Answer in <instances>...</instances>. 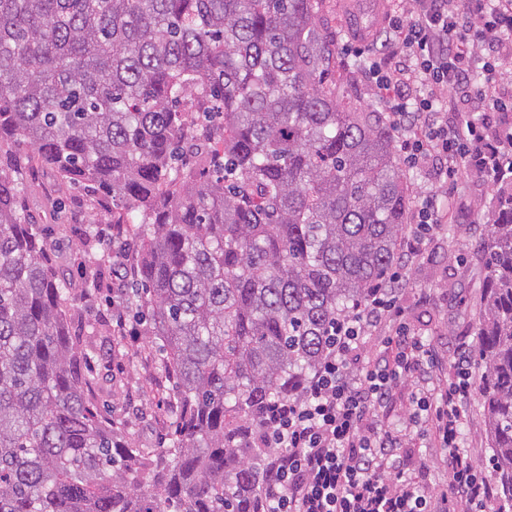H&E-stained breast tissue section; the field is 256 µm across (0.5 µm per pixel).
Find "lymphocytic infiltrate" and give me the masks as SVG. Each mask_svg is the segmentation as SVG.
Instances as JSON below:
<instances>
[{"label": "lymphocytic infiltrate", "mask_w": 512, "mask_h": 512, "mask_svg": "<svg viewBox=\"0 0 512 512\" xmlns=\"http://www.w3.org/2000/svg\"><path fill=\"white\" fill-rule=\"evenodd\" d=\"M512 58V0H411L393 15L365 75L380 91L387 121L409 168L443 178L465 168L487 187L512 175V94L493 77ZM454 93L448 105L446 93ZM386 278L336 320L325 349L295 395L263 407L252 444L262 455V512H429L431 467L417 476L400 451L413 433L444 448L451 497L466 512H497L493 486L459 438L472 391L459 352L454 381L434 377L422 341L399 323L406 273L424 259L439 221L425 196ZM382 333L383 354L368 337ZM414 388L404 430L386 428L399 381Z\"/></svg>", "instance_id": "obj_1"}]
</instances>
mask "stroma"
I'll use <instances>...</instances> for the list:
<instances>
[{
  "mask_svg": "<svg viewBox=\"0 0 512 512\" xmlns=\"http://www.w3.org/2000/svg\"><path fill=\"white\" fill-rule=\"evenodd\" d=\"M344 0H324L319 21L335 33L342 62H350L356 45L344 28ZM364 53H371L372 42H365ZM28 145L10 146L8 159L18 164L20 180L26 187L23 205L34 223L47 229L48 259L69 276L74 300V323L92 322L96 333L89 339L93 364L99 378L96 401L101 410L120 422L126 440L135 448L165 447L174 417L176 400L161 356L149 345L147 327L135 325L133 336L117 340L112 333V308L122 305V297L112 292L111 278H104L102 290L93 295L83 292L86 271L78 256L86 232L111 234V217L101 210L94 196L62 184L57 174L30 157ZM412 199L433 193L444 223L430 234L429 258L409 270L410 285L400 306L401 320L410 332L429 346L438 359L442 378L453 375V356L459 345H474L484 292L485 272L477 253L491 219L493 190L471 176L447 183L428 174L402 168ZM463 444L472 458L482 463V474L489 482L497 477L488 466L491 455L483 412L476 397L465 406ZM444 456L433 436H418L407 450V472L416 474L421 461L435 462L431 481L436 493L448 489V476L440 462Z\"/></svg>",
  "mask_w": 512,
  "mask_h": 512,
  "instance_id": "1",
  "label": "stroma"
}]
</instances>
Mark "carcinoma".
I'll use <instances>...</instances> for the list:
<instances>
[{
  "label": "carcinoma",
  "instance_id": "obj_1",
  "mask_svg": "<svg viewBox=\"0 0 512 512\" xmlns=\"http://www.w3.org/2000/svg\"><path fill=\"white\" fill-rule=\"evenodd\" d=\"M321 2L0 0V146L111 198L114 224L139 213L128 304L178 398L157 455L100 411L71 282L0 168V512H257L255 405L293 394L386 277L410 203ZM492 213L472 359L512 502V182ZM86 244L92 292L109 251Z\"/></svg>",
  "mask_w": 512,
  "mask_h": 512
}]
</instances>
